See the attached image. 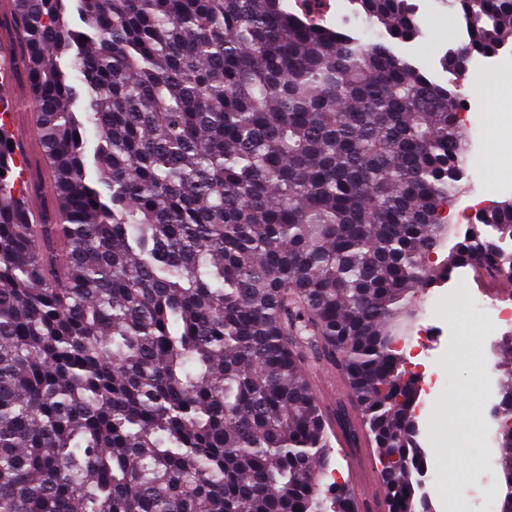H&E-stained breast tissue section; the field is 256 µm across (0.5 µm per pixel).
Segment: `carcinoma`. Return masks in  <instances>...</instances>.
<instances>
[{"instance_id": "cac0c4a2", "label": "carcinoma", "mask_w": 512, "mask_h": 512, "mask_svg": "<svg viewBox=\"0 0 512 512\" xmlns=\"http://www.w3.org/2000/svg\"><path fill=\"white\" fill-rule=\"evenodd\" d=\"M364 42L288 0H13L54 207L0 125V512H363L322 488L330 434L372 449L384 512L422 492L420 379L395 347L466 188L459 92L392 49L412 0H350ZM461 78L512 0H445ZM441 268L512 284V201ZM500 401L512 417V335ZM356 404L323 409L303 348ZM512 512V428L497 435Z\"/></svg>"}]
</instances>
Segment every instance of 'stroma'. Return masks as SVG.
I'll return each instance as SVG.
<instances>
[{"mask_svg": "<svg viewBox=\"0 0 512 512\" xmlns=\"http://www.w3.org/2000/svg\"><path fill=\"white\" fill-rule=\"evenodd\" d=\"M455 18V13L441 0H428L424 36L395 45L394 50L420 67L436 83L444 86L458 83L461 98L473 103L472 111L461 120L469 144V188L449 210L454 218V228L462 232L467 225L461 222L460 216L466 206L483 199L512 200V177L504 175L491 179L481 173L488 152L486 141L479 136L480 129L512 122V112H503L500 95L493 89L481 88L473 75L458 80L445 69L443 56L452 42ZM475 296L473 282L465 277L452 288L443 283L424 288L411 331L401 343L400 350L407 359L405 367L408 371L417 374L426 368L431 371L429 380L420 383L416 409L428 467L443 469L458 459L470 460L472 466L456 497L464 503L466 512H487L488 504L500 501L504 493L500 475L493 464L498 455L497 423L488 420V437L483 440L473 434L470 421L475 416L488 415L500 401L499 362L504 357L501 342L505 336L512 335V322L500 321L491 328L484 319L461 316L460 307L469 305ZM430 325L438 327V334L423 335V328ZM475 343L481 348L486 366L477 392L465 403L460 398L467 383L463 358Z\"/></svg>", "mask_w": 512, "mask_h": 512, "instance_id": "1", "label": "stroma"}]
</instances>
